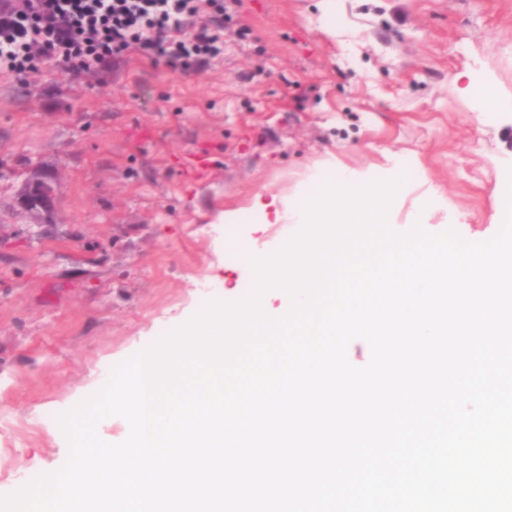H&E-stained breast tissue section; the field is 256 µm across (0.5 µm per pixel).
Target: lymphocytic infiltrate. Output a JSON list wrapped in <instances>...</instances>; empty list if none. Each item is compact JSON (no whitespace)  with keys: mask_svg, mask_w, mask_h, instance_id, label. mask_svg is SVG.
I'll return each mask as SVG.
<instances>
[{"mask_svg":"<svg viewBox=\"0 0 512 512\" xmlns=\"http://www.w3.org/2000/svg\"><path fill=\"white\" fill-rule=\"evenodd\" d=\"M237 0H18L0 9V74L20 77L41 63L72 75L136 52L190 74L224 47V25L199 23L207 9L226 14Z\"/></svg>","mask_w":512,"mask_h":512,"instance_id":"obj_1","label":"lymphocytic infiltrate"}]
</instances>
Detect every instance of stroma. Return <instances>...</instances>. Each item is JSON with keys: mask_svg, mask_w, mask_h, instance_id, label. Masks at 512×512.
I'll list each match as a JSON object with an SVG mask.
<instances>
[{"mask_svg": "<svg viewBox=\"0 0 512 512\" xmlns=\"http://www.w3.org/2000/svg\"><path fill=\"white\" fill-rule=\"evenodd\" d=\"M242 0L224 51L185 76L131 53L73 79L0 75V496L61 468L58 419L116 365L235 302L294 224H226L316 193L333 163L388 179L407 164L392 231L414 208L430 234L484 242L512 184V0ZM500 110H477L476 88ZM207 154L191 174L182 159ZM55 173L51 223L28 224L15 195L31 169ZM211 225L214 234L198 232Z\"/></svg>", "mask_w": 512, "mask_h": 512, "instance_id": "1", "label": "stroma"}]
</instances>
